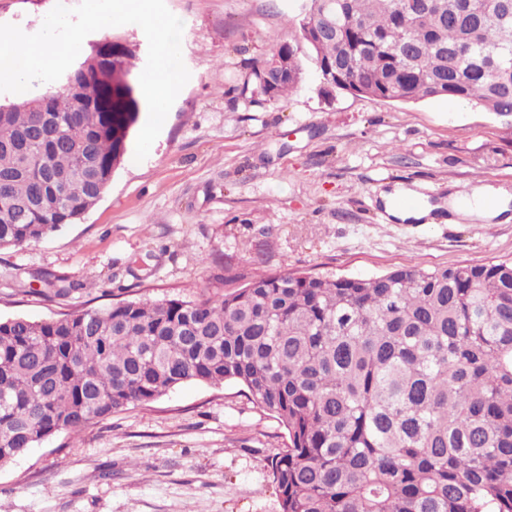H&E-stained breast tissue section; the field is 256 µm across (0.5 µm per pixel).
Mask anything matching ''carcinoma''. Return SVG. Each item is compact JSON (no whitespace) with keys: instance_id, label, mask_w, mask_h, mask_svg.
<instances>
[{"instance_id":"carcinoma-1","label":"carcinoma","mask_w":512,"mask_h":512,"mask_svg":"<svg viewBox=\"0 0 512 512\" xmlns=\"http://www.w3.org/2000/svg\"><path fill=\"white\" fill-rule=\"evenodd\" d=\"M306 3L318 72L383 101L512 114V0H340L352 23L316 45L324 0ZM276 56L288 75L269 88ZM136 59L113 36L61 88L0 104V250L96 204L143 108ZM303 81L284 43L236 90L275 98ZM44 283L48 300L72 289ZM226 382L287 432L271 459L281 512H512V262L275 272L199 301L0 318V468L183 384Z\"/></svg>"}]
</instances>
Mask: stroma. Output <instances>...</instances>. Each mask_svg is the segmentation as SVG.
Returning a JSON list of instances; mask_svg holds the SVG:
<instances>
[{
    "instance_id": "stroma-1",
    "label": "stroma",
    "mask_w": 512,
    "mask_h": 512,
    "mask_svg": "<svg viewBox=\"0 0 512 512\" xmlns=\"http://www.w3.org/2000/svg\"><path fill=\"white\" fill-rule=\"evenodd\" d=\"M56 0H0V24L39 31ZM190 72L143 161L40 242L0 251V318L44 320L106 300H196L273 271L369 278L512 261V220L448 223L450 193L512 197V116L458 100L395 103L321 85L242 96L255 59L297 42L303 0H166ZM415 188L434 224L384 217ZM73 283L48 302L45 279ZM287 434L235 383L183 385L148 407L53 436L0 468V512H280L270 460Z\"/></svg>"
}]
</instances>
